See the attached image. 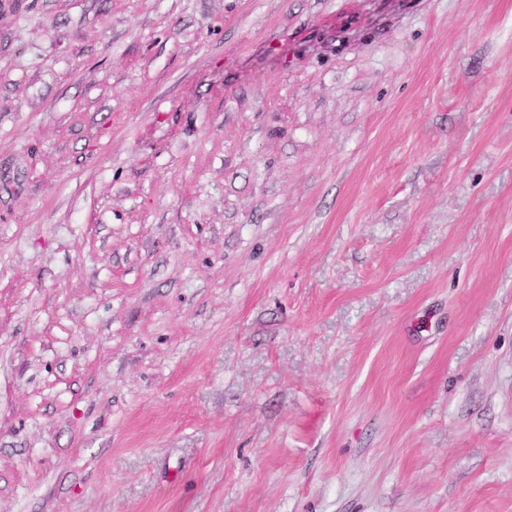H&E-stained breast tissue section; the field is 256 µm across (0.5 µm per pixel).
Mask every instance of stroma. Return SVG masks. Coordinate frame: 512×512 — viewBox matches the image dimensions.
<instances>
[{
  "instance_id": "stroma-1",
  "label": "stroma",
  "mask_w": 512,
  "mask_h": 512,
  "mask_svg": "<svg viewBox=\"0 0 512 512\" xmlns=\"http://www.w3.org/2000/svg\"><path fill=\"white\" fill-rule=\"evenodd\" d=\"M0 512H512V0H0Z\"/></svg>"
}]
</instances>
